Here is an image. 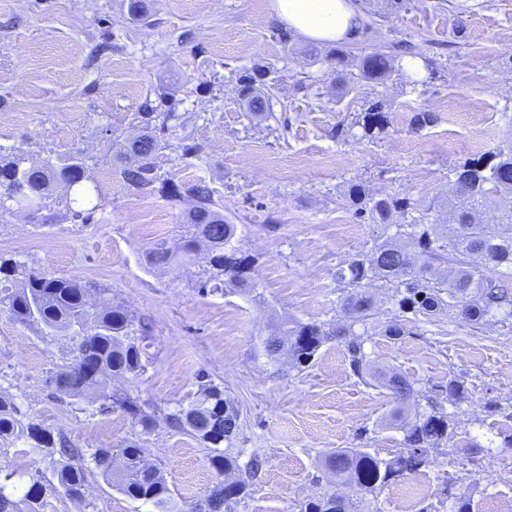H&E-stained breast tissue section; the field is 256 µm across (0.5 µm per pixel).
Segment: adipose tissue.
Masks as SVG:
<instances>
[{
    "mask_svg": "<svg viewBox=\"0 0 512 512\" xmlns=\"http://www.w3.org/2000/svg\"><path fill=\"white\" fill-rule=\"evenodd\" d=\"M273 9L289 28L313 41H353L361 33L353 0H273Z\"/></svg>",
    "mask_w": 512,
    "mask_h": 512,
    "instance_id": "adipose-tissue-1",
    "label": "adipose tissue"
}]
</instances>
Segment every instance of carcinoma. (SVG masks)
Here are the masks:
<instances>
[{
	"instance_id": "obj_1",
	"label": "carcinoma",
	"mask_w": 512,
	"mask_h": 512,
	"mask_svg": "<svg viewBox=\"0 0 512 512\" xmlns=\"http://www.w3.org/2000/svg\"><path fill=\"white\" fill-rule=\"evenodd\" d=\"M395 72L394 59L383 54L367 55L359 65V77L384 83ZM265 67H255L240 75V96L252 112L267 111V103L258 93L265 82ZM180 119L175 112H157L152 101L144 102L137 113L141 134L116 138V160L127 186L145 193H157L177 201L188 194L193 205L182 220V244L171 249L158 243L146 254L149 265L180 268L194 263L200 250L206 252V264L198 273L196 288L207 296L234 286L244 291L252 288L250 270L253 260L241 254L233 241L237 225L224 220L216 208L213 190L199 180L180 190L157 173V153L167 146L165 133L169 122ZM354 125L362 137L374 139L389 125L382 105L374 103L361 113ZM456 196L448 205V223L435 224L423 217H411L407 223L396 218L418 210V204L406 197L372 195L361 184L348 189L350 206L356 217L385 229L392 236L373 239L366 252L357 253L336 270V281L343 285L339 297L340 322L301 323L284 321L277 334L262 342L273 361L281 358L297 369L309 367L321 347L333 338L344 340L345 357L353 376L367 383L376 382L387 390L395 407L382 422L395 426L403 434L400 447L392 456L381 458L365 445L339 448L326 453L321 465L336 483L352 485L361 492L353 500L336 498L324 492L302 503L300 512H362L359 503L377 496L387 485L419 472L432 464V454L442 449L456 452V414L448 412L444 402L459 406L473 398L477 386L466 376L450 374L447 382L433 383L425 391L393 371L373 370L365 343L374 318V298L367 291L371 282L381 280L398 315L383 326L382 335L393 341L412 334L423 318L456 310L464 311V322L475 329L490 323L512 326V292L501 282L485 275L482 268L493 267L512 278V236L505 237L483 219L495 196L512 192V146L469 158L454 168ZM25 184L27 199L42 203L61 188L66 192L65 207L75 222L88 224L101 207L98 190L86 196L87 163L79 151L67 156L47 157L33 165L19 167L14 159L0 161V190L9 191ZM0 309L21 324H35L45 336H54L74 344L67 369L49 379V384L63 397H80L98 405L101 412L119 408L147 434L154 427L152 415L135 400L112 392V378L121 374L131 379L142 368L141 351L135 342L136 319L112 304L109 290L89 282L60 277L30 267L14 258L0 256ZM100 295L93 311L85 309L90 292ZM414 406V417L403 418L406 404ZM239 414L224 388L200 376L195 401L165 415V422L210 449L209 465L216 482L210 493L197 501L191 512H231L234 503L262 470L264 460L254 454L245 466L228 453L239 434ZM0 439L20 441L23 453H32L52 468L56 482L36 480L23 485L13 480L14 473L3 475L0 483V512H21L18 504L28 505L27 512H40L46 493L64 492L69 499L86 503L84 489L91 468L103 480L126 497L150 503L157 512H172L171 491L161 471L149 464L136 441L120 448H98L85 463L84 454L51 431L30 420L12 398L0 397ZM451 484L442 483L435 496L437 504L423 512H442L450 502L449 512H476L471 496L450 492Z\"/></svg>"
}]
</instances>
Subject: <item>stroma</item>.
Segmentation results:
<instances>
[{"label": "stroma", "mask_w": 512, "mask_h": 512, "mask_svg": "<svg viewBox=\"0 0 512 512\" xmlns=\"http://www.w3.org/2000/svg\"><path fill=\"white\" fill-rule=\"evenodd\" d=\"M357 2L370 28L345 43L350 56L388 54L403 41L430 63L420 77L338 84L334 44L299 35L281 43L271 0H0V157L31 162L83 152L104 201L84 226L63 218L55 201L50 208L61 218L51 226L4 214L0 254L110 288L116 303L148 322L144 373L112 387L136 397L157 422L143 435L121 411L102 415L53 393L45 380L69 364V344L3 311L0 392L88 454L142 439L182 512L208 494L215 475L207 449L164 416L194 402L201 374L224 386L239 411V463L254 453L266 459L236 512H299L328 491L322 454L356 445L359 430L387 416L393 402L353 377L338 342L298 371L269 361L262 338L286 318L335 319L337 268L383 233L354 218L350 184L443 205L456 165L512 145V0H411L391 17L380 0ZM105 41L110 50L93 55ZM256 65L272 71L263 88L268 116L252 114L239 95V73ZM161 96L186 121L173 123L157 172L180 186L208 182L225 220L238 227L237 248L254 261L252 292L204 297L194 287L197 267L153 268L145 260L156 243L179 244L190 199L129 188L112 141L135 134L143 102ZM375 103L390 125L370 140L354 120ZM423 111L435 122L412 130L411 117ZM342 124L352 129L343 139ZM186 138L199 147L194 155L182 153ZM369 291L376 305L365 350L375 366L421 388L452 372L479 385L457 410L460 440L512 427L504 413L512 405V329H475L444 313L421 322L419 335L393 342L380 328L396 310L380 284ZM489 396L502 412L489 411ZM446 477L479 512H501L512 500V450L437 453L430 467L381 490L379 512H420ZM86 499L95 512H154L96 474Z\"/></svg>", "instance_id": "35a3bbf8"}]
</instances>
